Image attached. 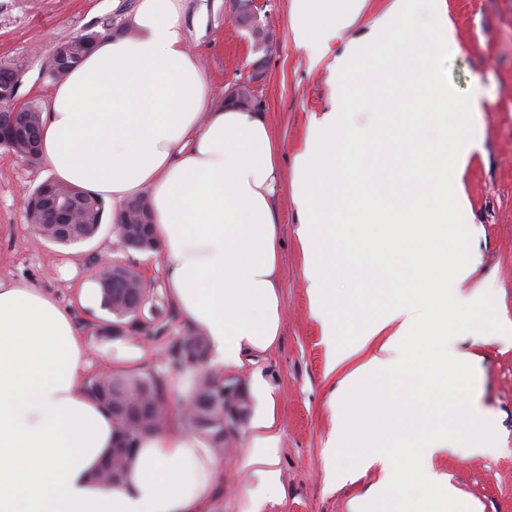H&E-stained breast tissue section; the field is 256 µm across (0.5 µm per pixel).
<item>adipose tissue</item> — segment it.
<instances>
[{"instance_id": "obj_1", "label": "adipose tissue", "mask_w": 512, "mask_h": 512, "mask_svg": "<svg viewBox=\"0 0 512 512\" xmlns=\"http://www.w3.org/2000/svg\"><path fill=\"white\" fill-rule=\"evenodd\" d=\"M368 0H290V30L328 72L329 104L310 113L284 185V147L261 112L212 105L183 35V0H138L132 35L103 34L57 83L41 127L56 181L120 211L145 198L168 295L201 329L217 369L239 368L282 330L278 200L290 190L310 311L344 370L330 400L325 465L340 482L379 467L358 512H481L432 460L448 448L490 455L476 416L450 403L449 368L472 354L452 338L481 289L478 251L451 228L468 201L449 196L477 148L475 103L448 93L458 45L448 0H390L365 33ZM355 277L352 298L336 283ZM88 343L42 289L0 276V512H209L212 448L182 425L188 391L163 429L141 436L124 480L96 474L117 439L85 388ZM394 378L396 402L376 401ZM250 512L277 500L280 436L256 423Z\"/></svg>"}]
</instances>
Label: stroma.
I'll use <instances>...</instances> for the list:
<instances>
[{
	"label": "stroma",
	"mask_w": 512,
	"mask_h": 512,
	"mask_svg": "<svg viewBox=\"0 0 512 512\" xmlns=\"http://www.w3.org/2000/svg\"><path fill=\"white\" fill-rule=\"evenodd\" d=\"M136 0H0V64L26 59L21 93L46 106L53 81L41 72L50 42L87 30L114 31L124 26ZM184 36L199 58L214 104L224 101L231 85L246 80L253 59L245 31L232 18L231 0H184ZM289 0H258L261 20L272 25L278 44L268 58L266 75L256 93L266 106L274 134L286 154L302 143L309 113L325 108L327 72L310 69L308 55L290 31ZM459 50L448 58V88L454 98H477L475 128L480 147L470 158L461 184L468 205L454 226L457 239L482 255L477 279L487 283L483 304L470 312L469 325L454 338L459 350L475 355L473 371H459L465 387L456 402L474 406L499 448L491 457H470L451 448L433 461L482 512H512V347L475 343L474 330L488 321L512 328V0H448ZM45 164H33L0 148V276L32 282L71 310L78 329L91 342L89 373L103 369L147 370L160 366L170 345L193 334L168 296L162 254L126 249L104 217L97 235L70 246L38 238L20 205L50 178ZM284 247L281 252L283 332L277 344L255 363L224 370L226 382L248 393L249 419L228 422L220 481L210 512H248L249 492L258 484L244 464L254 433V418L266 399H273L280 432L277 467L283 492L262 512H352L350 502L379 478L369 470L356 482L335 487L325 471L323 451L333 423L329 408L340 373H328L320 325L310 312L304 284V258L296 236L289 194L279 199ZM134 264L149 285L142 320L151 337L113 338L104 328L109 315L101 307L78 301L84 279L96 277L105 255Z\"/></svg>",
	"instance_id": "stroma-1"
}]
</instances>
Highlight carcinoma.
I'll return each mask as SVG.
<instances>
[{
    "instance_id": "carcinoma-1",
    "label": "carcinoma",
    "mask_w": 512,
    "mask_h": 512,
    "mask_svg": "<svg viewBox=\"0 0 512 512\" xmlns=\"http://www.w3.org/2000/svg\"><path fill=\"white\" fill-rule=\"evenodd\" d=\"M98 37L99 32L86 31L66 41L68 45H78L69 58V68H53L47 72L48 77L54 80L66 77L69 70L81 62L88 45ZM12 152L32 163L40 157V149L33 148L26 140L14 142ZM58 189L72 194L83 222L74 225L72 231L61 234L59 229L41 223L42 216L36 214L33 228L37 235L59 245H72L92 238L102 224L103 201L74 185L60 183ZM127 221L131 224L133 237L131 249L160 251L152 235V216L147 207L128 213ZM97 280L101 285V307L112 314L118 323L139 324V312L144 310V306L132 303L127 295V289L137 288L140 297H145L146 289L141 287L135 270L122 265L111 266L102 270ZM170 358L171 363L162 369L128 373L107 370L87 379L88 394L111 413L119 433L117 444L99 472L101 483L112 486L122 482L139 438L163 427L167 410V372L171 368L182 371L189 367L196 370L191 402L184 415L185 422L190 429L203 435L216 452H224L223 378L206 370L209 359L206 337L194 334L175 341L171 346Z\"/></svg>"
}]
</instances>
